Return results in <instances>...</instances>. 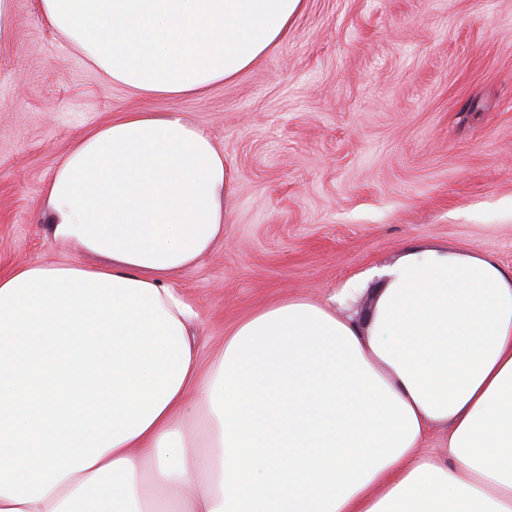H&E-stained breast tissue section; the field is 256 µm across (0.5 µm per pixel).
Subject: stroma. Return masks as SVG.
Here are the masks:
<instances>
[{"instance_id":"35a3bbf8","label":"stroma","mask_w":512,"mask_h":512,"mask_svg":"<svg viewBox=\"0 0 512 512\" xmlns=\"http://www.w3.org/2000/svg\"><path fill=\"white\" fill-rule=\"evenodd\" d=\"M0 51V274L98 264L49 237L46 184L71 144L123 110L178 112L224 153V237L177 280L210 361L284 298L358 321L410 247L512 273V0H305L287 38L200 97L104 85L14 0Z\"/></svg>"}]
</instances>
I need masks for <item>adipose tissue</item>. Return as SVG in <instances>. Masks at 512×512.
<instances>
[{
    "instance_id": "adipose-tissue-1",
    "label": "adipose tissue",
    "mask_w": 512,
    "mask_h": 512,
    "mask_svg": "<svg viewBox=\"0 0 512 512\" xmlns=\"http://www.w3.org/2000/svg\"><path fill=\"white\" fill-rule=\"evenodd\" d=\"M304 2L40 9L104 83L177 97L250 68ZM228 181L177 112L123 113L66 151L52 238L106 263L0 276V512H512V274L409 250L367 324L287 298L205 368L176 280L223 238ZM433 422L447 458L419 452Z\"/></svg>"
}]
</instances>
